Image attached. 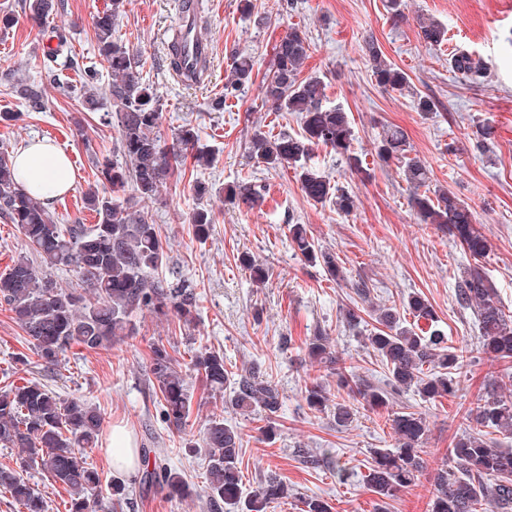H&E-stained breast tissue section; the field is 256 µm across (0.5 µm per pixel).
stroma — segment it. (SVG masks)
<instances>
[{"label": "stroma", "instance_id": "stroma-1", "mask_svg": "<svg viewBox=\"0 0 512 512\" xmlns=\"http://www.w3.org/2000/svg\"><path fill=\"white\" fill-rule=\"evenodd\" d=\"M238 2L199 0L213 52L209 76L200 83L179 82L169 64L168 45L183 0H125L114 32L118 41L142 55L143 75L162 109L157 129L162 144H172L181 126L189 124L199 133V148L211 156L205 165L188 163L187 177L171 178L160 201L149 206L167 253L163 274L194 285L196 309L186 320L171 311H139L133 338L96 352L72 348L58 366L49 368L0 304V389L34 380L102 413L99 442L86 452L88 464L101 477L91 498L92 512H112L110 484L117 479L128 494L123 512H210L202 494L207 460L200 445L214 414L223 415L242 437L243 493L271 477L287 486V497L268 512H302L311 497L325 501L330 512H429L434 476L446 465L449 448L469 430L466 410L491 389L512 401V367L478 352L476 313L460 308L455 299L461 272L477 261L447 231L419 223L401 169L397 163L380 162L375 146L384 128L400 127L409 157L429 169L431 188L448 190L469 204L490 244L477 263L494 282L499 306L512 316V47L506 42L512 35V0H404L399 17L388 0H255L248 17L240 13ZM106 3L61 0L38 26L29 18V0H0V14L14 18L10 28H0V113L13 115L0 122V151L15 153L44 140L69 155L76 186L50 206L62 224L96 223L82 192L100 184L102 163L117 157V118L103 109L83 108L80 72L62 69L48 77L46 44L50 31L63 32L68 51L80 63L99 65L94 23ZM422 18L447 26L446 46L429 47L420 40ZM294 24L311 41L303 76H320L329 105L348 112L352 149L363 161L365 172L358 175L329 150L315 154L320 173L356 195L357 208L347 216L332 203L307 199L293 169L258 167L245 149L257 131L271 136L301 131L299 114L275 110L259 88L274 47ZM369 40L408 74V91L376 85L364 49ZM456 45L485 60L487 77L480 85L465 83L449 70L448 52ZM235 51L253 56V82L228 99L224 81ZM20 81L42 83L43 111L20 106L11 92ZM418 95L439 101V111L417 112ZM483 122L496 128L487 153L476 151L468 139L473 125ZM250 175L269 184V192L255 208L232 205L224 196L225 186ZM198 182L205 185V194L196 193ZM200 209L213 217L203 241L195 238L192 226V215ZM296 223L305 225L322 249L335 253L345 282L332 281L322 266L295 252L289 227ZM245 253L267 269L266 283L254 282L240 264ZM356 281L368 285L377 305H398L413 293L432 304L438 329L450 344L470 353L455 395L425 403L406 392L387 407L358 408L345 427L337 426L332 409L308 408L305 390L313 384L336 396L337 367H354L375 383L384 378L362 332L343 320L344 309L357 300ZM319 331L329 338L333 364L311 362L307 355L306 343ZM154 346L179 360L189 386L192 411L180 432L170 429L161 414L150 371ZM205 347L223 352L228 369H254L277 386L283 407L275 439L263 435L260 414H240L226 404L225 393L201 387L190 359ZM410 408L422 412L428 425L424 468L414 485L382 501L366 482L370 451L395 446L391 420ZM116 424L126 427L137 449L180 473L190 495L173 497L159 486L142 487L134 472L117 476L108 452ZM307 451L328 457V465L306 464Z\"/></svg>", "mask_w": 512, "mask_h": 512}]
</instances>
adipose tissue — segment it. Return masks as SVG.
I'll list each match as a JSON object with an SVG mask.
<instances>
[{
    "mask_svg": "<svg viewBox=\"0 0 512 512\" xmlns=\"http://www.w3.org/2000/svg\"><path fill=\"white\" fill-rule=\"evenodd\" d=\"M13 163L19 184L44 204H51L75 186L68 156L53 144L33 142L15 155Z\"/></svg>",
    "mask_w": 512,
    "mask_h": 512,
    "instance_id": "adipose-tissue-1",
    "label": "adipose tissue"
}]
</instances>
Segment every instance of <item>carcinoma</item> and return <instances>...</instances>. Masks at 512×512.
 Listing matches in <instances>:
<instances>
[{
    "instance_id": "carcinoma-1",
    "label": "carcinoma",
    "mask_w": 512,
    "mask_h": 512,
    "mask_svg": "<svg viewBox=\"0 0 512 512\" xmlns=\"http://www.w3.org/2000/svg\"><path fill=\"white\" fill-rule=\"evenodd\" d=\"M124 0H112L111 7L97 15L95 32L101 61L111 76L108 83L110 104L118 117L117 153L119 160L105 164L102 182L111 192L88 189L87 208L98 216L95 224H59L54 214L17 182L12 157L0 152V217L17 226L26 249L41 262L35 267L26 256L14 261L9 272L0 276V302L8 306L15 322L30 338L37 355L47 366H55L60 356L77 345L88 352L106 348L136 335L135 313L147 308L174 310L184 316L196 306L197 293L186 281H171L158 275L166 253L157 225L145 211L160 195L166 179L179 170L185 155L196 162L209 161L196 152L198 133L184 126L177 133V146L166 150L155 135L162 113L143 76L137 53L113 38V27ZM54 8L53 0H29L28 9L36 21ZM419 35L429 46L448 41V29L432 20L419 21ZM308 34L294 26L274 48L273 59L260 84L265 101L275 109L302 114V133H287L270 138L262 132L253 135L248 152L266 169L292 167L306 197L315 202L332 200L344 215L357 208L351 193L339 189L308 167L320 147L344 157L352 170H360L362 159L353 154L352 128L348 113L324 104L325 84L318 76L299 78L308 57ZM376 85L386 91L410 88L407 73L387 61L380 48L366 46ZM448 66L461 79L482 82L486 65L481 58L458 47L448 55ZM253 59L233 55L231 74L224 83V96H235L252 82ZM100 74L91 71L83 84V104L90 111L100 105L97 92ZM18 99L35 111L45 107L43 91L28 83L14 87ZM495 139L488 123L474 126L473 145L484 149ZM376 156L382 162H404L403 174L413 189L412 207L422 224L448 228L463 249L475 259L489 249L486 236L475 223L470 207L445 190L428 189L429 170L422 162L406 156L405 134L398 128L384 132ZM129 191L126 197L118 193ZM229 201L253 208L263 197V189L243 179L226 189ZM192 224L198 240L210 235L213 219L206 210L193 214ZM294 249L310 263L323 266L331 280L346 279L342 266L329 251L321 249L308 236L302 224L290 228ZM60 266L71 268L76 286L64 288L47 273ZM457 303L476 311L479 321L478 350L495 359L512 360V319L497 306L496 291L487 276L466 269L458 278ZM403 312L414 321L405 324L393 307H374L375 321L382 325L366 337L365 345L387 370L385 383L377 385L353 370L338 372L340 387L371 407H382L396 396L412 391L424 402L452 395L457 390L455 375L461 373L468 351L448 344L442 331L427 332L419 321L436 323L435 310L420 294L402 301ZM308 355L319 363L332 362L327 337L319 334L306 344ZM151 374L161 395L163 419L180 431L191 411V395L177 367L179 361L164 347L155 346L150 357ZM193 369L213 391L230 389L231 406L242 412L259 411L267 423L263 433L272 438L277 432V417L283 401L271 381L253 369L227 370L224 354L203 348L191 359ZM312 410L328 406L325 389L315 384L305 391ZM336 425L353 419L346 400L333 405ZM467 418L475 430L463 435L448 449L449 465L440 469L434 480L430 512H512V450L499 446L491 433L512 434V402L501 399L494 390L469 409ZM103 424L100 411L79 400H65L45 388L27 381L10 384L0 391V446L19 448L24 463L47 474L70 492V512H89V494L100 483L99 473L87 467L85 449L93 447ZM398 446L371 451L368 485L372 492L389 498L411 485L422 469L421 444L427 431L426 420L418 411L397 413L391 419ZM208 451L205 494L212 512H267L270 504L287 496L285 485L274 479L265 481L251 496L242 498L240 456L242 439L238 430L212 416L203 432ZM142 484H161L172 496L189 494L183 478L143 456ZM0 491L10 495L24 512H45V501L27 478L14 469L0 468Z\"/></svg>"
}]
</instances>
